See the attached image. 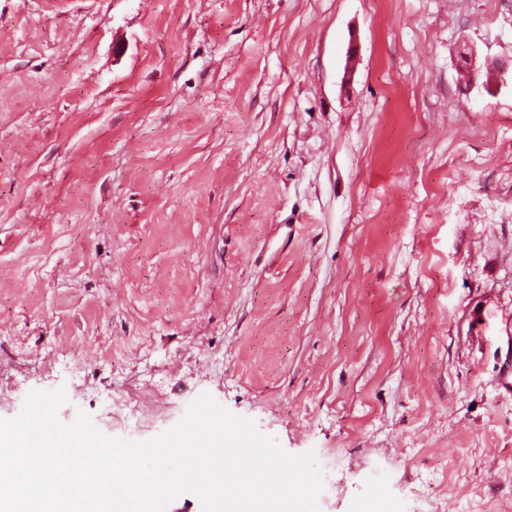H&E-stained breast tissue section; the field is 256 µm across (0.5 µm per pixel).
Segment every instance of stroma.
<instances>
[{"instance_id":"1","label":"stroma","mask_w":512,"mask_h":512,"mask_svg":"<svg viewBox=\"0 0 512 512\" xmlns=\"http://www.w3.org/2000/svg\"><path fill=\"white\" fill-rule=\"evenodd\" d=\"M465 44L512 0H0V418L206 393L319 512H512V82Z\"/></svg>"}]
</instances>
